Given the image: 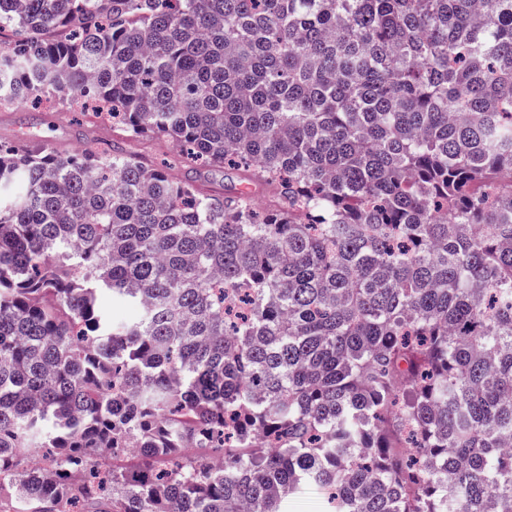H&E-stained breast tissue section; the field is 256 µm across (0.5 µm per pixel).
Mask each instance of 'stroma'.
I'll list each match as a JSON object with an SVG mask.
<instances>
[{
	"mask_svg": "<svg viewBox=\"0 0 512 512\" xmlns=\"http://www.w3.org/2000/svg\"><path fill=\"white\" fill-rule=\"evenodd\" d=\"M22 136L48 139L61 155L88 149L99 151L114 144L147 164H169L174 176L191 182L201 192L246 188L254 193L258 206L273 201L269 189L254 182L247 173L233 167L209 169L183 162L163 140L140 137L117 142L109 128L89 124L74 112L45 110L29 102L0 106V142H12Z\"/></svg>",
	"mask_w": 512,
	"mask_h": 512,
	"instance_id": "1",
	"label": "stroma"
}]
</instances>
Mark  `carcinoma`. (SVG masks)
I'll list each match as a JSON object with an SVG mask.
<instances>
[{
  "label": "carcinoma",
  "mask_w": 512,
  "mask_h": 512,
  "mask_svg": "<svg viewBox=\"0 0 512 512\" xmlns=\"http://www.w3.org/2000/svg\"><path fill=\"white\" fill-rule=\"evenodd\" d=\"M2 28L0 105L90 101L277 201L0 143V496L512 512V0H0ZM288 512H325V501L319 487L307 485L288 499Z\"/></svg>",
  "instance_id": "obj_1"
}]
</instances>
